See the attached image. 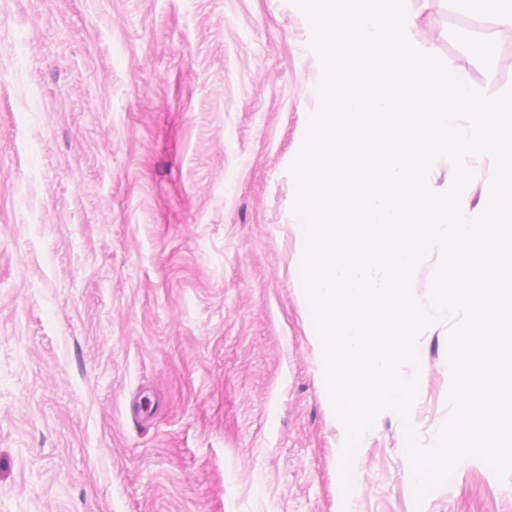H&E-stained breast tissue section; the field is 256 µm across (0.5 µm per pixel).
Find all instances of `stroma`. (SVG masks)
Masks as SVG:
<instances>
[{
  "mask_svg": "<svg viewBox=\"0 0 512 512\" xmlns=\"http://www.w3.org/2000/svg\"><path fill=\"white\" fill-rule=\"evenodd\" d=\"M409 7L454 74L512 86V27ZM309 37L290 0H0V512H512L478 461L415 505L390 411L342 492L288 222ZM449 327L418 341L426 445Z\"/></svg>",
  "mask_w": 512,
  "mask_h": 512,
  "instance_id": "obj_1",
  "label": "stroma"
}]
</instances>
